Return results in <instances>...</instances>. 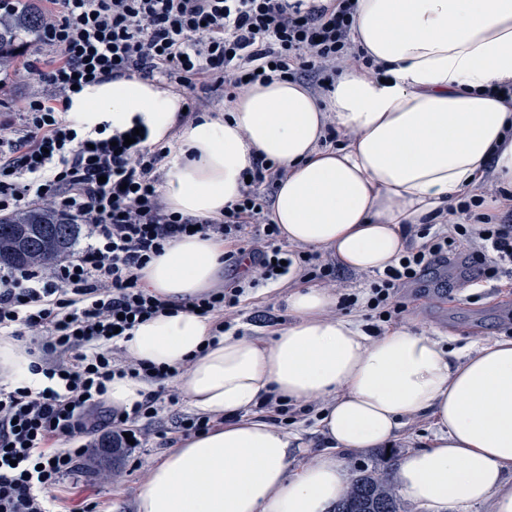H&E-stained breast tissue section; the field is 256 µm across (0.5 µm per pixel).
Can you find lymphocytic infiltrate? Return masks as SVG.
<instances>
[{
    "label": "lymphocytic infiltrate",
    "instance_id": "f902f5d3",
    "mask_svg": "<svg viewBox=\"0 0 512 512\" xmlns=\"http://www.w3.org/2000/svg\"><path fill=\"white\" fill-rule=\"evenodd\" d=\"M41 30L44 58L31 63L38 89L24 102L19 124L0 122V212L34 201L90 229V242L52 271L0 270V330L33 357L38 388H0V512H54L56 492L86 455L76 435L97 423L112 428L118 447H142L143 421L178 397L168 381L179 366H156L112 348L137 324L166 312H199L215 333L232 327L246 294L290 275L335 287L339 271L320 255L281 246L270 216L268 187L287 171L254 159L251 181L221 217L173 212L161 190L164 146L123 133L78 131L67 117L73 86L116 78H161L189 92L227 98L255 83L309 77L315 95L329 92L343 67L368 63L349 39L354 0L305 6L304 0H53ZM476 200L448 208L447 225L410 226L413 247L376 274L366 299L375 315L400 314L399 290L462 260L479 278L512 271V209L477 211ZM233 239L241 252L224 264V285L172 302L142 284V271L171 241ZM150 383L131 407L106 399L114 377Z\"/></svg>",
    "mask_w": 512,
    "mask_h": 512
}]
</instances>
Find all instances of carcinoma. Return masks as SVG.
Here are the masks:
<instances>
[{"label": "carcinoma", "instance_id": "obj_1", "mask_svg": "<svg viewBox=\"0 0 512 512\" xmlns=\"http://www.w3.org/2000/svg\"><path fill=\"white\" fill-rule=\"evenodd\" d=\"M46 11L37 0H0V68L9 70L24 48L23 37L40 32ZM80 227L48 205H30L0 215V267L49 266L69 254ZM120 449L101 440L94 450L97 468L112 477ZM396 461L392 448L378 452L374 463H354L345 494L332 512H403L402 501L390 479Z\"/></svg>", "mask_w": 512, "mask_h": 512}]
</instances>
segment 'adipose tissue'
Returning a JSON list of instances; mask_svg holds the SVG:
<instances>
[{"label": "adipose tissue", "instance_id": "1", "mask_svg": "<svg viewBox=\"0 0 512 512\" xmlns=\"http://www.w3.org/2000/svg\"><path fill=\"white\" fill-rule=\"evenodd\" d=\"M356 2L351 40L375 67L344 69L324 99L277 80L183 125L180 95L119 78L73 95L68 118L85 132L141 118L148 145L171 150L162 191L187 216L220 217L240 199L243 172L267 156L288 169L271 197L286 243L352 272L384 270L409 226L445 222L449 205L481 196L485 183L500 193L496 207L512 206V99L488 93L512 84V0ZM224 247L171 242L143 283L171 301L200 295L220 282ZM335 304L330 289H293L290 322L265 336L216 337L211 319L188 312L135 327L127 354L186 365L179 392L221 419L149 463L136 512H329L349 483L345 455L393 446L419 417L434 435L398 460L402 493L430 512H512V339L462 354L404 325L369 335ZM30 365L0 336V386H39ZM270 394L321 401L322 446L266 420L258 406Z\"/></svg>", "mask_w": 512, "mask_h": 512}]
</instances>
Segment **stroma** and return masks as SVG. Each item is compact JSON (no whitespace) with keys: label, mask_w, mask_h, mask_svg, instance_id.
Returning <instances> with one entry per match:
<instances>
[{"label":"stroma","mask_w":512,"mask_h":512,"mask_svg":"<svg viewBox=\"0 0 512 512\" xmlns=\"http://www.w3.org/2000/svg\"><path fill=\"white\" fill-rule=\"evenodd\" d=\"M40 38L30 34L15 67L6 77L10 89L0 97V119L15 118L24 100L34 89V80L28 64L40 51ZM468 270L460 265L425 276L399 296L402 312L399 323L418 331L448 339L450 348L459 349L487 337L512 339V299H499V292L512 284L504 277L480 284H467ZM285 290L259 289L246 297L234 329L243 334L255 333L260 318H270L272 325L289 321ZM186 402L166 408L146 426V443L141 448L123 449L115 468L113 480H104L97 472L80 467L78 473L63 484L60 512H73L86 498L100 501L103 512H135L136 492L147 475L145 464L176 444L182 434L177 428L180 417L190 415Z\"/></svg>","instance_id":"1"}]
</instances>
